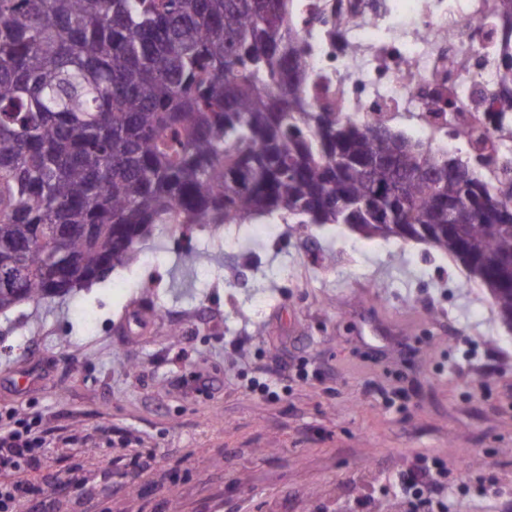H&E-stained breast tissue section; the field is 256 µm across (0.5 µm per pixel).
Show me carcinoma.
I'll use <instances>...</instances> for the list:
<instances>
[{"mask_svg":"<svg viewBox=\"0 0 512 512\" xmlns=\"http://www.w3.org/2000/svg\"><path fill=\"white\" fill-rule=\"evenodd\" d=\"M494 18L512 29V0ZM303 41L286 0H0V313L161 224L279 214L424 239L512 324V187L312 104Z\"/></svg>","mask_w":512,"mask_h":512,"instance_id":"obj_1","label":"carcinoma"}]
</instances>
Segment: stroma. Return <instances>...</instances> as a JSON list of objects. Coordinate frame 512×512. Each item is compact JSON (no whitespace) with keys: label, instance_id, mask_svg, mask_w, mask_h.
Returning a JSON list of instances; mask_svg holds the SVG:
<instances>
[{"label":"stroma","instance_id":"1","mask_svg":"<svg viewBox=\"0 0 512 512\" xmlns=\"http://www.w3.org/2000/svg\"><path fill=\"white\" fill-rule=\"evenodd\" d=\"M164 224L92 284L0 313V409L49 438V512H402L417 455L452 512H512V326L429 244L345 224ZM333 253L334 263L323 254ZM205 374L209 387L195 378Z\"/></svg>","mask_w":512,"mask_h":512}]
</instances>
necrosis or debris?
Listing matches in <instances>:
<instances>
[{"instance_id":"obj_1","label":"necrosis or debris","mask_w":512,"mask_h":512,"mask_svg":"<svg viewBox=\"0 0 512 512\" xmlns=\"http://www.w3.org/2000/svg\"><path fill=\"white\" fill-rule=\"evenodd\" d=\"M372 0H308L300 28L309 50L311 94L334 97L336 109L385 122L396 104L427 148H468L469 136L493 142L491 110L512 105L497 81L491 51L494 0H418L411 22L391 25ZM357 53L343 51V44Z\"/></svg>"}]
</instances>
